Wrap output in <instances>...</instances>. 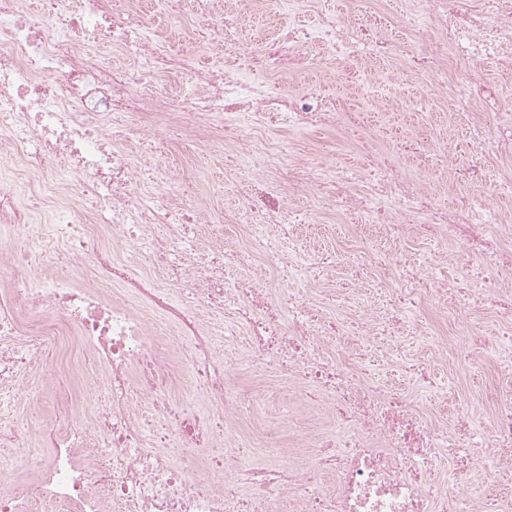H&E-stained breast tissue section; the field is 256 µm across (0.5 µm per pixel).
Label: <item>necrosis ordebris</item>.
Returning a JSON list of instances; mask_svg holds the SVG:
<instances>
[{
    "label": "necrosis or debris",
    "instance_id": "necrosis-or-debris-1",
    "mask_svg": "<svg viewBox=\"0 0 512 512\" xmlns=\"http://www.w3.org/2000/svg\"><path fill=\"white\" fill-rule=\"evenodd\" d=\"M224 57L243 61L227 73L188 68L183 54L147 38L149 23L129 0H0V163L30 191L46 226L34 238L31 208L0 187V512H512V496L490 479L475 480L473 451L512 459V406L493 403L479 422L462 418L457 385L434 388L423 364L380 358L381 343L414 335L425 303L461 315L512 293V175L498 177L491 198L481 171L460 166L448 149L455 204L439 205L429 183L408 180L399 162L348 113L327 104L316 86L285 88L279 77L367 70L369 57L396 56L416 76L456 70V108L481 140L512 145L506 122L512 98L476 83L475 73L501 40L512 38V0H407L433 36L427 52L369 28L387 29L384 10L347 20L311 0H243L227 14L221 0H164ZM291 14L270 45L243 42L259 16ZM99 33L123 66L103 65L84 44ZM315 43L319 54L304 47ZM256 70L275 80L253 78ZM187 74L191 97H159L158 79ZM338 131L361 153L358 168L284 150L280 132ZM206 143L225 165L250 164L277 194L249 197L235 216L245 237L218 256L186 260L174 249L188 227L224 236L202 201L155 195L152 172L164 150L142 161L160 132ZM471 187V194L460 191ZM302 187L344 216L394 242L421 216L429 250L407 267L397 251L373 243L310 257L292 225L281 223L287 189ZM481 257L464 291L456 275L433 279L438 264ZM255 255L270 287L243 282L235 270ZM344 262L339 287L318 288ZM69 350L61 422L32 429L24 415L44 403L33 376L42 352ZM495 363L497 392H512V317L497 319L479 342ZM284 381L288 441L251 467L257 443L240 436L246 409L260 410L264 388L240 391L243 363ZM411 378L422 399L405 394ZM453 440L444 461L437 450Z\"/></svg>",
    "mask_w": 512,
    "mask_h": 512
}]
</instances>
